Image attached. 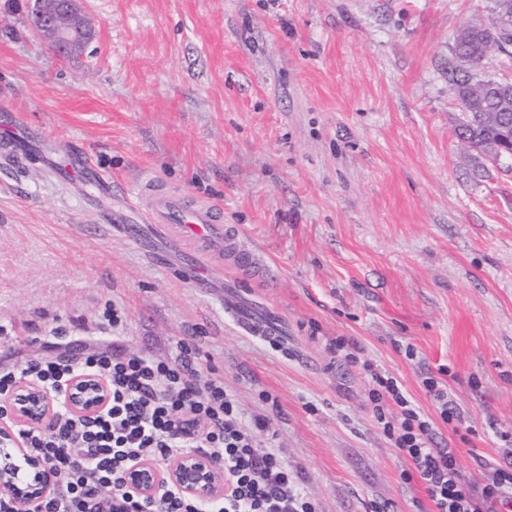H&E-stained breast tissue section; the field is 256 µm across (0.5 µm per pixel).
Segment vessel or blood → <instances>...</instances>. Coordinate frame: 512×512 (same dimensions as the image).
<instances>
[{"mask_svg": "<svg viewBox=\"0 0 512 512\" xmlns=\"http://www.w3.org/2000/svg\"><path fill=\"white\" fill-rule=\"evenodd\" d=\"M66 169L80 174L97 187L109 185L107 179L95 172L84 149L76 147L69 151ZM134 209L142 222L152 225L157 236L178 239L192 253L195 263L184 275L189 287H209L208 260L223 259L228 251L232 252L236 266L250 268L260 264L252 250L237 248L233 233L224 228L220 208L189 198L184 192L167 187L152 174L141 176Z\"/></svg>", "mask_w": 512, "mask_h": 512, "instance_id": "obj_1", "label": "vessel or blood"}]
</instances>
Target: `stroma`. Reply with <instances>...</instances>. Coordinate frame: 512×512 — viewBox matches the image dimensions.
<instances>
[{
    "instance_id": "1",
    "label": "stroma",
    "mask_w": 512,
    "mask_h": 512,
    "mask_svg": "<svg viewBox=\"0 0 512 512\" xmlns=\"http://www.w3.org/2000/svg\"><path fill=\"white\" fill-rule=\"evenodd\" d=\"M489 6L85 0L96 34L66 60L29 28L30 0H0V113L43 136L0 157V369L79 359L116 335L128 354L185 348L266 420L257 442L274 441L321 512H431L359 365L336 354L347 336L481 486L504 464L498 432L512 434V172L467 163L448 63ZM74 143L111 192L48 174ZM145 172L222 205L266 276L228 257L214 287L191 288L178 245L129 238L116 219L134 220ZM442 366L454 425L421 384Z\"/></svg>"
}]
</instances>
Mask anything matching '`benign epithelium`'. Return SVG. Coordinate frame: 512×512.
<instances>
[{"instance_id":"obj_1","label":"benign epithelium","mask_w":512,"mask_h":512,"mask_svg":"<svg viewBox=\"0 0 512 512\" xmlns=\"http://www.w3.org/2000/svg\"><path fill=\"white\" fill-rule=\"evenodd\" d=\"M29 22L35 32L51 33L52 44L63 58L79 55L94 36L84 28L80 0H34ZM109 400L108 383L93 374L73 376L55 394L35 380L23 377L16 381L5 410L0 412V495L10 497L19 512H39L53 491L52 474L42 460L26 453L16 428L51 425L60 405L76 414H91ZM224 484V469L196 453L175 458L165 469L151 461H139L125 475V486L147 501L154 500L161 488L173 486L206 504L224 497Z\"/></svg>"}]
</instances>
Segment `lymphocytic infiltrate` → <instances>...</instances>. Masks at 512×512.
Instances as JSON below:
<instances>
[{"label":"lymphocytic infiltrate","mask_w":512,"mask_h":512,"mask_svg":"<svg viewBox=\"0 0 512 512\" xmlns=\"http://www.w3.org/2000/svg\"><path fill=\"white\" fill-rule=\"evenodd\" d=\"M367 400L384 436L406 461L403 479L422 487L434 512H496L512 502V471L497 468L480 491L464 486L453 449L433 445L434 423L417 408L400 381L363 362ZM25 375L47 390H61L78 373H95L110 384L106 408L77 417L59 407L50 428L30 427L26 449L49 467L55 489L41 512H318L303 494L277 449L259 446L222 379H199L188 350L172 360L92 349L78 361L27 363ZM200 453L224 470V497L211 510L172 487L152 503L127 499L125 472L148 458L166 463Z\"/></svg>","instance_id":"1"}]
</instances>
